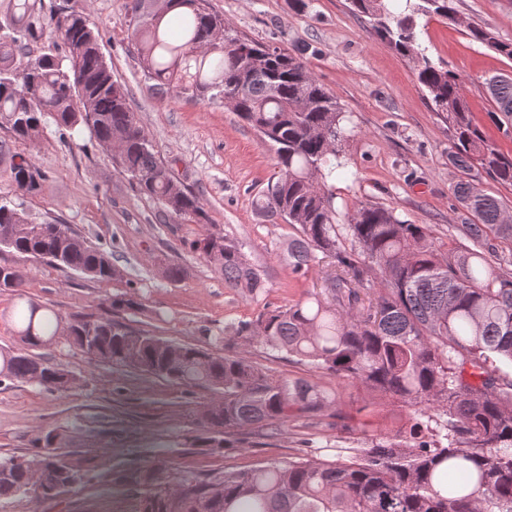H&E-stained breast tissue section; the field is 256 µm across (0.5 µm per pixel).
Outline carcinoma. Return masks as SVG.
<instances>
[{"mask_svg":"<svg viewBox=\"0 0 512 512\" xmlns=\"http://www.w3.org/2000/svg\"><path fill=\"white\" fill-rule=\"evenodd\" d=\"M155 0H128L129 38L144 81L158 93L211 94L232 102L237 116L275 154V181L256 210L295 230L287 261L298 274L322 256L334 270L323 291L224 328L236 338L338 378L373 396L435 412V426L403 422L384 440L345 460L307 448L286 464L262 462L200 477L163 475V461L132 466L112 480L138 489L142 512H512V270L491 259L492 241L512 244L504 202L484 192L472 171L512 187V156L486 139L468 90L420 43L421 20H453L455 0H350L352 10L394 50L414 63L433 111L451 133L449 158L461 172L453 189L463 242L442 250L427 224L401 220L390 208L362 204L338 213L327 178L343 168L339 143L348 137L337 98L300 57L242 37L209 0H167L184 6L164 20ZM50 35L62 53L29 55L30 42ZM468 36L512 61V41L486 25ZM100 29L54 0H0V128L32 142L54 116L62 134L78 128L120 153L113 160L136 190L163 210L197 223L198 197L181 187L173 166L129 107L100 48ZM493 104L489 119L512 133V75L482 83ZM22 194L41 189L44 174L0 140V162ZM0 248L68 268L99 281L113 276L105 252L77 239L64 224L34 223L20 205L0 199ZM224 284L257 296L262 270L243 246L219 232L191 244ZM24 274L0 265V290L17 292ZM21 346L0 348V384L63 390L72 378L27 352L67 336L90 358L176 383L203 385L217 398L201 417L198 448L225 453L228 437L270 423L311 421L336 405V393L294 374L275 375L248 357L216 355L196 345L133 333L109 319L65 323L29 301L13 311ZM68 435L45 432L28 454L0 458V501L26 496L52 501L82 481L81 468L60 453ZM48 474L51 480L40 481Z\"/></svg>","mask_w":512,"mask_h":512,"instance_id":"1","label":"carcinoma"}]
</instances>
